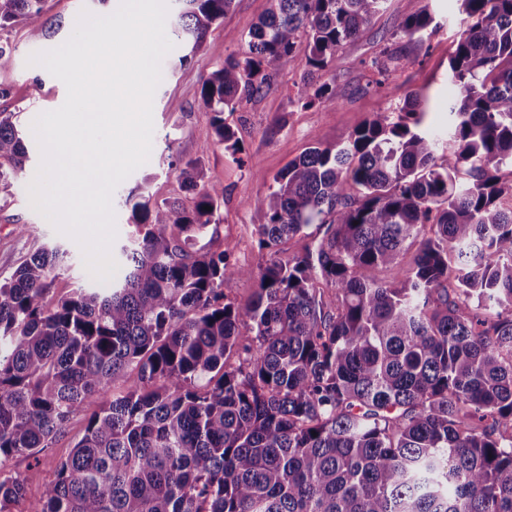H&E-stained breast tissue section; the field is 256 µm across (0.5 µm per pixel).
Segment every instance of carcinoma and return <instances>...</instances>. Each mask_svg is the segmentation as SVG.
Segmentation results:
<instances>
[{"label": "carcinoma", "instance_id": "cac0c4a2", "mask_svg": "<svg viewBox=\"0 0 512 512\" xmlns=\"http://www.w3.org/2000/svg\"><path fill=\"white\" fill-rule=\"evenodd\" d=\"M175 2L171 34L194 50L234 0ZM386 2L271 0L245 52L202 82L216 141L242 152L224 113L284 66L305 70L301 108L337 105L313 75ZM44 5L0 0V30L54 37ZM460 13L448 137L421 128L424 97L406 91L309 148L261 202L257 269L196 248L224 205L210 182L188 207L132 203L110 288L47 306L58 247L0 284V512L26 493L12 460L38 458L89 408L31 512H512V0H460ZM433 22L426 4L394 21L376 88L397 41ZM13 117L0 109V194L27 158ZM314 224L322 237L283 256ZM233 276L256 280L245 305L224 295Z\"/></svg>", "mask_w": 512, "mask_h": 512}]
</instances>
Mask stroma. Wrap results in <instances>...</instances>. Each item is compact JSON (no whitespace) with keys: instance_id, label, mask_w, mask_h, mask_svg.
I'll return each mask as SVG.
<instances>
[{"instance_id":"stroma-1","label":"stroma","mask_w":512,"mask_h":512,"mask_svg":"<svg viewBox=\"0 0 512 512\" xmlns=\"http://www.w3.org/2000/svg\"><path fill=\"white\" fill-rule=\"evenodd\" d=\"M96 15L111 14V5H95L91 0H47L49 17L62 20L63 28L51 40L33 39L26 28L16 26L0 32V42L12 52L0 62V84L11 87L12 96L4 107L17 115L29 149L26 169L15 183L11 196L0 198V281L9 279L19 264L36 249L59 246L68 256L57 277L48 285L47 303H55L78 285L93 284L84 265L80 247L71 238L56 232L53 225L30 205L27 187L38 170L41 153L31 130L34 119L60 108L66 100L65 84L44 67L29 64L31 54L59 47L71 36L82 8ZM270 7V0H234L223 21L215 23L202 47L187 63H179L181 46L162 61V80L153 98L154 133L147 163L136 169L114 191L112 205L118 240L132 232L129 194L144 193L153 201L174 199L191 204L192 190L169 163L191 164L206 182L224 186V204L215 224L199 238L198 246L224 249L238 265L254 267L261 260L256 228L263 221L260 203L269 193L273 177L314 143H333L351 132L374 112L397 105L400 92L417 90L424 97L422 125L437 133L448 129V102L457 93L448 81V61L460 35L457 0H430L438 22L436 32L424 41L400 40V60L391 64L390 91H375L377 73L371 66L380 51V36L389 31L396 18L412 11V0H387L384 10L372 20L358 39L344 44L336 59L319 71L315 83L336 86L337 106L304 109L295 102L304 84L303 68H282L272 85L233 113H225L243 147L241 157L224 151L213 135L210 113L197 107L202 81L216 67L218 54H240L250 29ZM40 87H33V78ZM84 429L83 416H75L65 438L47 449L39 460L21 456L14 460L13 472L27 480L24 499L12 505V512H28L53 479L55 467L71 449V442Z\"/></svg>"}]
</instances>
